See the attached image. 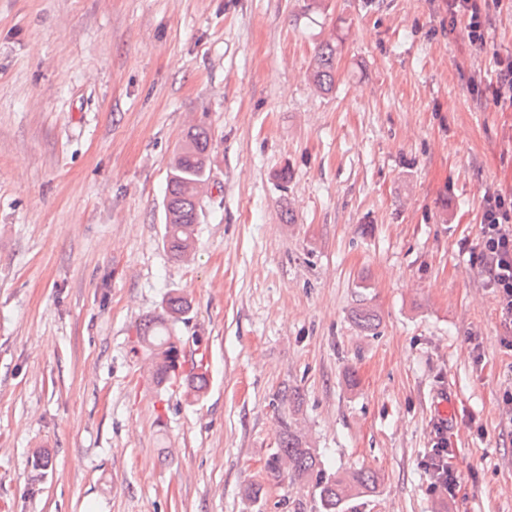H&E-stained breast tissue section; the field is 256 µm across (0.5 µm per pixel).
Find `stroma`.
<instances>
[{
    "label": "stroma",
    "instance_id": "1",
    "mask_svg": "<svg viewBox=\"0 0 512 512\" xmlns=\"http://www.w3.org/2000/svg\"><path fill=\"white\" fill-rule=\"evenodd\" d=\"M310 2L0 0V512H316L266 470L284 390L325 473L379 477L343 512H512V323L475 260L485 194H512V5L478 47L445 0ZM191 127L213 162L177 261ZM171 292L197 403L135 342ZM336 41L322 43L307 73V79L322 91L332 89L336 78ZM506 91L512 104V55L497 60L496 85L491 95L495 103L501 102ZM211 151L208 133L193 128L187 132L170 163L165 187L164 243L175 259L186 258L194 250L201 212L195 188L210 178ZM446 439H441L437 444V448H433L434 456L431 457V462L428 463V467L432 470L433 477L437 483H440L448 487V491H453L454 486L457 483L456 476L452 469L448 467V461L444 459V454L447 450ZM448 453H446V456Z\"/></svg>",
    "mask_w": 512,
    "mask_h": 512
}]
</instances>
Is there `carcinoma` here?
<instances>
[{
	"mask_svg": "<svg viewBox=\"0 0 512 512\" xmlns=\"http://www.w3.org/2000/svg\"><path fill=\"white\" fill-rule=\"evenodd\" d=\"M336 53V41L322 43L308 70V81L322 91H329L334 85ZM211 151L208 133L193 128L170 163L165 187L164 243L176 259L189 256L195 247L196 224L200 222L201 212L195 188L210 178ZM188 310L189 302L184 296L169 294L164 314L136 327V343L150 361L151 375L157 384H176L186 398L198 401L207 390V372L200 365L183 369L179 338L173 332L174 323ZM354 320L361 330L368 332L375 329L377 314L363 307L355 311ZM266 468L276 480L287 478L313 483L319 512H342L348 500L374 490L377 484L376 473L367 469L322 476L320 451L312 446L294 417L284 423L279 448L267 460Z\"/></svg>",
	"mask_w": 512,
	"mask_h": 512,
	"instance_id": "carcinoma-1",
	"label": "carcinoma"
}]
</instances>
